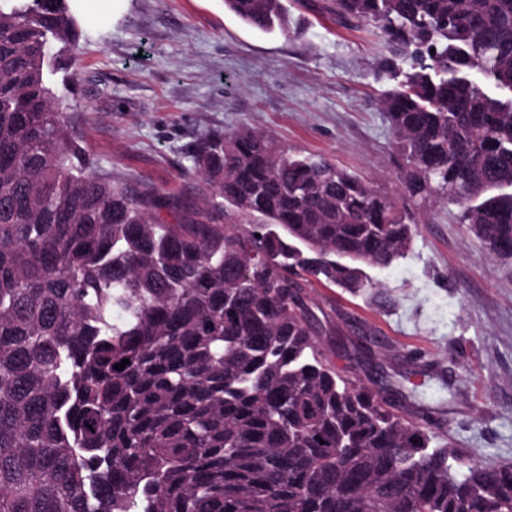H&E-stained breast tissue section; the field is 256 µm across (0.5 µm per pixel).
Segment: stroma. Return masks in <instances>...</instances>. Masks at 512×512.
I'll return each mask as SVG.
<instances>
[{"mask_svg": "<svg viewBox=\"0 0 512 512\" xmlns=\"http://www.w3.org/2000/svg\"><path fill=\"white\" fill-rule=\"evenodd\" d=\"M328 5L288 0L286 37L250 28L224 0H112L108 11L85 0L76 68L52 78L70 104V136L96 175L195 200L198 138L248 126L401 199L405 172L378 106L391 87L376 76L386 45ZM456 214L427 202L407 257L369 268L377 295L318 284L314 311L337 370L366 381L405 372L421 354L426 402L448 404L436 431L463 458L512 465V267ZM340 340L368 345V365L335 352Z\"/></svg>", "mask_w": 512, "mask_h": 512, "instance_id": "1", "label": "stroma"}]
</instances>
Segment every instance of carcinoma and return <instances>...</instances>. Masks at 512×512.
Wrapping results in <instances>:
<instances>
[{
    "mask_svg": "<svg viewBox=\"0 0 512 512\" xmlns=\"http://www.w3.org/2000/svg\"><path fill=\"white\" fill-rule=\"evenodd\" d=\"M334 4L388 45L404 204L241 127L195 146L210 196L165 224L68 134L75 0H0V512H512V466L462 461L411 376L404 415L336 371L309 294L373 287L431 199L512 261V0ZM224 6L290 34L283 0Z\"/></svg>",
    "mask_w": 512,
    "mask_h": 512,
    "instance_id": "1",
    "label": "carcinoma"
}]
</instances>
